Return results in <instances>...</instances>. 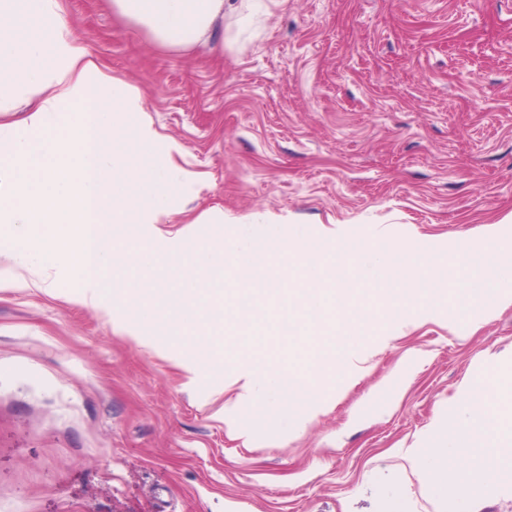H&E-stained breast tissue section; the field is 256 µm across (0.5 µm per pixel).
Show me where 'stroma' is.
<instances>
[{
    "label": "stroma",
    "mask_w": 512,
    "mask_h": 512,
    "mask_svg": "<svg viewBox=\"0 0 512 512\" xmlns=\"http://www.w3.org/2000/svg\"><path fill=\"white\" fill-rule=\"evenodd\" d=\"M66 18L114 78L137 87L172 160L204 176L177 193L162 234L223 212L207 244L276 232L290 249L343 238L455 249L498 225L512 240V0H260L241 28L167 50L106 0H64ZM0 288V512H512L487 482L462 499L464 465L414 474L405 448L460 416L452 397L496 385L489 417L512 438V305L454 307L398 330L298 349L277 328L288 310L256 306L255 336L281 367L321 363V411L228 423L237 387L190 376L194 344L143 326L139 338L77 302ZM356 345L362 372L336 379L328 354Z\"/></svg>",
    "instance_id": "35a3bbf8"
}]
</instances>
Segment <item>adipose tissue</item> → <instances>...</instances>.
Segmentation results:
<instances>
[{
    "label": "adipose tissue",
    "instance_id": "obj_1",
    "mask_svg": "<svg viewBox=\"0 0 512 512\" xmlns=\"http://www.w3.org/2000/svg\"><path fill=\"white\" fill-rule=\"evenodd\" d=\"M118 18L145 28L163 47L179 50L196 44L224 14V0H107ZM26 107L35 134L20 135L14 122H0V243H9L14 264L30 277L25 285L50 291L59 279L76 277L80 303L102 308L103 275L137 269L167 314L166 328L194 334L193 318L201 300L196 280L184 267L205 269L216 252L198 248L197 224L217 222L206 211L187 223L158 261L156 248L126 249L125 226L151 242L153 227L170 213L171 197L199 180L173 168L157 153L160 135L138 88L113 78L92 46L78 37L62 15L61 0H0V113ZM267 256L244 238L235 248L234 279L273 295L267 268L283 246L269 237ZM233 336L250 343L247 356L234 359L230 376L239 384L234 402L239 414L256 405L280 411L284 401L318 405L319 390L310 379L259 361L252 330L235 324ZM456 400L466 423H451L431 448L406 452L410 466L427 471L442 457L466 459L485 451L486 468L500 472V493L512 496V463L500 459L499 444L472 435L469 421L483 419L488 395L466 390Z\"/></svg>",
    "mask_w": 512,
    "mask_h": 512
}]
</instances>
